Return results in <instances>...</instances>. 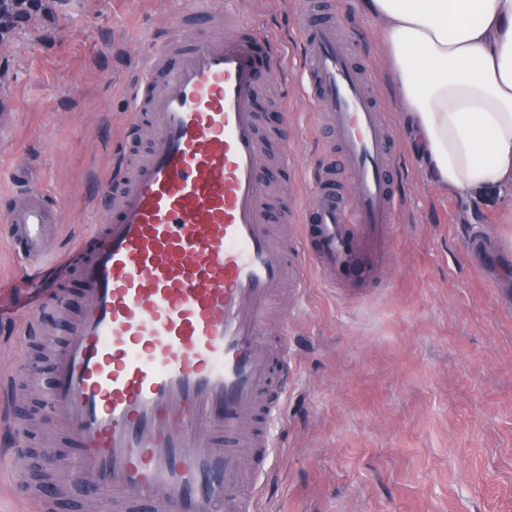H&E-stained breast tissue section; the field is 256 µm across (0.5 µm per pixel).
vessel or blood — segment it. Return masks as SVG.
Wrapping results in <instances>:
<instances>
[{
    "label": "vessel or blood",
    "instance_id": "vessel-or-blood-1",
    "mask_svg": "<svg viewBox=\"0 0 512 512\" xmlns=\"http://www.w3.org/2000/svg\"><path fill=\"white\" fill-rule=\"evenodd\" d=\"M224 20L226 34L151 42L127 127L146 123L150 149L131 180L114 167V198L70 258L84 309L46 410L77 439L75 484L111 489L103 512H263L288 380L287 329L266 337L271 306L308 270L354 289L390 265L396 143L350 43L304 16L298 67L335 150L313 171L309 201L293 178L287 245L259 173L257 99L288 60L238 13ZM61 220L27 188L0 213V236L44 264Z\"/></svg>",
    "mask_w": 512,
    "mask_h": 512
}]
</instances>
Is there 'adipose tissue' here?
<instances>
[{"label": "adipose tissue", "mask_w": 512, "mask_h": 512, "mask_svg": "<svg viewBox=\"0 0 512 512\" xmlns=\"http://www.w3.org/2000/svg\"><path fill=\"white\" fill-rule=\"evenodd\" d=\"M441 188L512 194V0H359Z\"/></svg>", "instance_id": "adipose-tissue-1"}]
</instances>
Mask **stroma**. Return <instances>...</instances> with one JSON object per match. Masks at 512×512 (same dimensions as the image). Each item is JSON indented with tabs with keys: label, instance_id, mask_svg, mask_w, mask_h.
<instances>
[{
	"label": "stroma",
	"instance_id": "obj_1",
	"mask_svg": "<svg viewBox=\"0 0 512 512\" xmlns=\"http://www.w3.org/2000/svg\"><path fill=\"white\" fill-rule=\"evenodd\" d=\"M302 2L228 7L293 60ZM335 2L401 143L403 201L384 283L351 293L312 274L303 294L283 300L292 377L268 512H512V224L499 221L502 197L463 199L431 182L383 79L375 21L358 0ZM185 8L184 0H56L53 25L0 43V168L57 197L65 222L57 250L92 231L140 59L161 27L183 37L176 19ZM283 99L285 141L275 135ZM261 105L276 155L265 171L278 194V156L302 176L328 143L314 135L318 117L295 69L266 85ZM35 299L25 262L0 247V371L40 353L21 328ZM46 397L31 383L16 398L28 426L23 476L0 421V512H31L16 479L40 490L66 470L74 439L46 414ZM49 454L56 469L44 465Z\"/></svg>",
	"mask_w": 512,
	"mask_h": 512
}]
</instances>
